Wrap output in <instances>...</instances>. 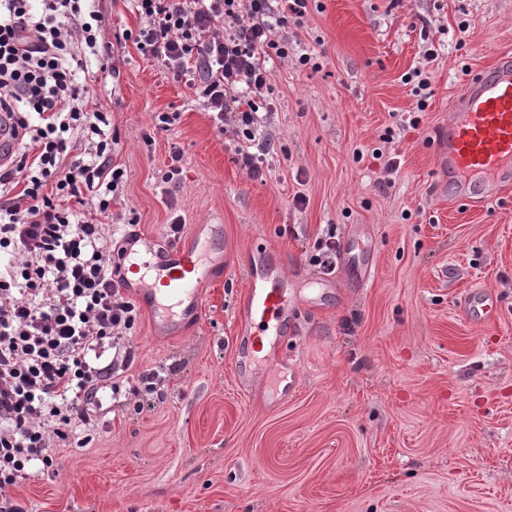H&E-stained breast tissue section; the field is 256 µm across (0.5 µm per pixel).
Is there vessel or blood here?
Returning <instances> with one entry per match:
<instances>
[{"mask_svg": "<svg viewBox=\"0 0 512 512\" xmlns=\"http://www.w3.org/2000/svg\"><path fill=\"white\" fill-rule=\"evenodd\" d=\"M436 163L457 198H495L512 184V59L500 57L471 76L455 102L436 152ZM130 261L126 287L151 312L159 336L175 334L180 322L201 319L212 261L205 240L159 243L136 234L125 244ZM250 288L238 311L241 334L263 348L280 338L288 320V298L267 268L247 272Z\"/></svg>", "mask_w": 512, "mask_h": 512, "instance_id": "b4317fda", "label": "vessel or blood"}]
</instances>
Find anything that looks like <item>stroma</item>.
<instances>
[{"instance_id":"obj_1","label":"stroma","mask_w":512,"mask_h":512,"mask_svg":"<svg viewBox=\"0 0 512 512\" xmlns=\"http://www.w3.org/2000/svg\"><path fill=\"white\" fill-rule=\"evenodd\" d=\"M96 6L119 74L90 56L77 77L111 113L127 171L112 230L163 239L177 216L182 240L216 237L222 260L201 321L161 340L140 309L133 364L90 404L91 442L56 448L57 474L16 499L29 512H512V186L455 201L435 190L433 152L470 75L512 57V0H309L287 58L268 64L259 180L193 90L124 40L141 26L133 0ZM416 70L421 99L405 82ZM174 146L183 173L166 183ZM331 233L357 238L371 270L354 257L319 284ZM267 254L292 319L262 373L237 348V311ZM476 289L497 304L483 324L459 313ZM148 370L156 391L132 394Z\"/></svg>"}]
</instances>
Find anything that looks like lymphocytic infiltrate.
Segmentation results:
<instances>
[{
    "instance_id": "lymphocytic-infiltrate-1",
    "label": "lymphocytic infiltrate",
    "mask_w": 512,
    "mask_h": 512,
    "mask_svg": "<svg viewBox=\"0 0 512 512\" xmlns=\"http://www.w3.org/2000/svg\"><path fill=\"white\" fill-rule=\"evenodd\" d=\"M135 2L139 49L174 79L199 75L204 111L253 135L267 64L285 55L283 30L308 0ZM100 27L94 0H0V112L18 142L0 165V512H27L13 489L55 474L53 448L89 431L92 398L133 353L124 247L105 222L125 171L112 160L111 113L90 110L76 78Z\"/></svg>"
}]
</instances>
